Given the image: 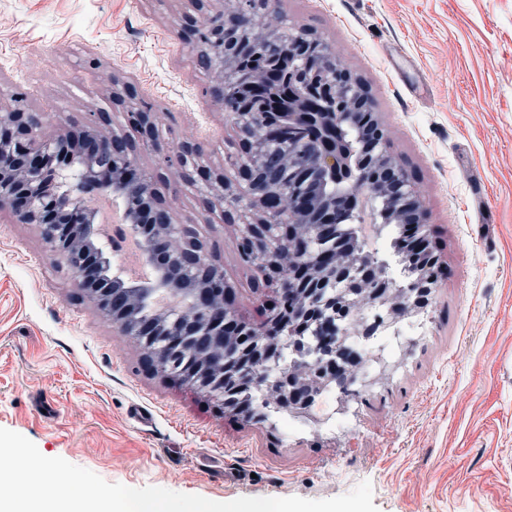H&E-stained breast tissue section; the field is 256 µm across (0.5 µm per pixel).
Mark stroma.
Masks as SVG:
<instances>
[{
    "label": "stroma",
    "instance_id": "stroma-1",
    "mask_svg": "<svg viewBox=\"0 0 512 512\" xmlns=\"http://www.w3.org/2000/svg\"><path fill=\"white\" fill-rule=\"evenodd\" d=\"M191 0H0V110L125 127L136 87L161 145L235 178L239 137L196 62ZM258 27L322 37L369 91L412 175L440 276L392 376L316 428L249 422L142 353L74 285L34 225L0 212V428L105 481L226 502L325 499L370 482L379 512H512V0H279ZM159 190L197 224L248 317L261 305L238 228L205 224L170 167Z\"/></svg>",
    "mask_w": 512,
    "mask_h": 512
}]
</instances>
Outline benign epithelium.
Instances as JSON below:
<instances>
[{
	"label": "benign epithelium",
	"mask_w": 512,
	"mask_h": 512,
	"mask_svg": "<svg viewBox=\"0 0 512 512\" xmlns=\"http://www.w3.org/2000/svg\"><path fill=\"white\" fill-rule=\"evenodd\" d=\"M232 2L235 6L210 12L192 30L193 50L197 64L219 76L214 102L245 134L241 147L247 163L239 166L236 180L198 165L199 178L187 173L184 179L199 188L203 213H237L240 257L252 266L261 288L275 298H290L288 310L313 316L309 338L283 322L271 328L277 314L267 303L268 312L257 323L236 309L224 270L213 262L196 225L176 223L158 196L162 174L148 176L134 166L142 146L153 147L164 168L185 167L184 158L198 155V146H160L154 113L117 79L113 97L126 105L131 135L107 130L104 113L90 112L82 137L46 139L40 135L41 114L20 108L0 113V210L39 229L76 286L122 335L138 343L152 374L214 398V388L230 384L225 365L236 361L243 371H252L262 401L307 417L315 398L309 377L323 375L347 337L370 341L426 311L436 288L430 266L438 258L432 256L401 282L377 260L374 246L389 226L410 224L422 243H431L423 204L410 175L388 150L372 98L327 43L303 31L285 43L293 87L282 109L288 129L265 130L263 112L277 90L265 83L262 70L241 83L239 67L281 38V32L259 31L254 24L256 12H275L277 0ZM314 45L312 55L308 47ZM273 137L281 142L274 164L269 161ZM62 148L65 164L47 167L46 160ZM94 191L121 202V223L153 270L151 282L125 287L113 277ZM341 202L358 233L354 250L341 248L331 261L310 245L333 238ZM180 343L193 345L196 363L177 370L170 352ZM331 380L352 399L377 383L342 371Z\"/></svg>",
	"instance_id": "obj_1"
}]
</instances>
